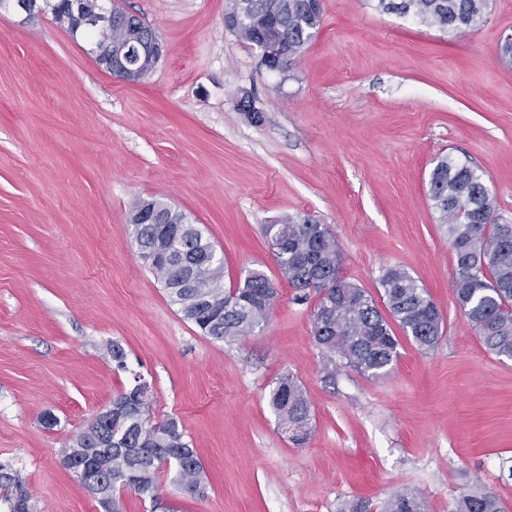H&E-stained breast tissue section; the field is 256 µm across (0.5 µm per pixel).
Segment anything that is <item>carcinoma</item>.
Listing matches in <instances>:
<instances>
[{"mask_svg":"<svg viewBox=\"0 0 512 512\" xmlns=\"http://www.w3.org/2000/svg\"><path fill=\"white\" fill-rule=\"evenodd\" d=\"M228 12L242 18L240 38L249 41L262 34L288 44L295 61L322 23V9L309 0H228ZM376 9L420 22L454 35L466 34L484 21L488 0H374ZM55 20L70 30L73 18L68 0H54ZM124 41L148 42L155 29L140 16L120 10ZM92 53L103 60L115 54L117 27H96L85 32ZM159 59L141 53L130 59L136 80L149 75ZM429 198L438 222L448 231L453 252V278L457 302L464 316L494 354L512 358V224H502L496 199L484 176L466 164L441 158L432 170ZM157 207L159 223L133 225L140 257L164 284L170 302L204 335L232 343L267 321L277 297L268 276L252 271L235 287L224 289V261L204 264L197 258L213 244L185 214L155 200H140L133 212ZM280 273L298 291L296 300L315 279H327V291L316 289L318 301L312 316L313 338L327 353L363 375L375 376L398 356L399 341L390 322L420 350H434L443 335V319L427 290L405 270L386 269L380 279L381 312L365 289L342 274V258L336 239L322 224H308L306 217L288 215L278 224L265 226ZM183 264L184 279L171 276L168 263ZM151 387L142 377L112 398L105 422L82 432L65 455L86 461L94 470L105 469V483L90 486L105 512H123L121 492L130 490L155 501L159 474L172 473L180 491L202 496L207 488L203 464L185 440L175 418L154 422L150 418ZM269 405L290 439L305 443L312 429L313 410L302 386L292 377H281L269 393ZM0 491L10 512H33V499L19 473L0 464ZM383 512H429L427 501L411 490H400L385 503ZM452 512H505L492 493L459 497Z\"/></svg>","mask_w":512,"mask_h":512,"instance_id":"cac0c4a2","label":"carcinoma"}]
</instances>
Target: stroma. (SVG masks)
I'll use <instances>...</instances> for the list:
<instances>
[{
	"label": "stroma",
	"mask_w": 512,
	"mask_h": 512,
	"mask_svg": "<svg viewBox=\"0 0 512 512\" xmlns=\"http://www.w3.org/2000/svg\"><path fill=\"white\" fill-rule=\"evenodd\" d=\"M164 46L121 80L51 13L0 12V462L37 512H103L62 464L93 417L141 374L152 420L177 418L209 482L160 497L178 512H343L421 494L429 512L495 494L512 512V359L487 349L451 285L453 253L429 198L448 157L482 173L512 223V0L451 36L372 0H322L288 79L224 26L227 0H116ZM263 115L239 112L241 92ZM157 199L224 258V285L263 271L267 323L233 344L204 336L140 258L129 215ZM302 213L328 227L342 273L378 295L404 269L443 316L434 351L401 337L375 377L328 363L318 300L296 301L263 227ZM126 354L118 369L107 348ZM297 378L314 410L294 444L268 404Z\"/></svg>",
	"instance_id": "obj_1"
}]
</instances>
